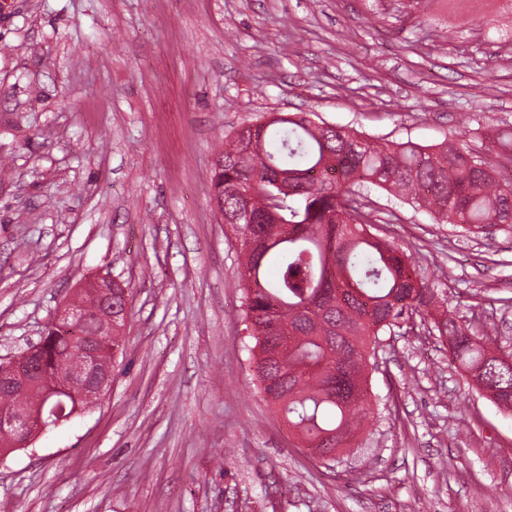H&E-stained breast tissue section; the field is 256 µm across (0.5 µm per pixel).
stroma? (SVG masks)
<instances>
[{"label":"stroma","mask_w":512,"mask_h":512,"mask_svg":"<svg viewBox=\"0 0 512 512\" xmlns=\"http://www.w3.org/2000/svg\"><path fill=\"white\" fill-rule=\"evenodd\" d=\"M313 112L368 140L512 125V12L474 0H7L0 359L95 274L129 292L112 387L0 457V512H512V413L420 317L382 336L363 445L302 448L256 388L240 242L212 202L232 129ZM380 233L512 351V237L369 189Z\"/></svg>","instance_id":"obj_1"}]
</instances>
